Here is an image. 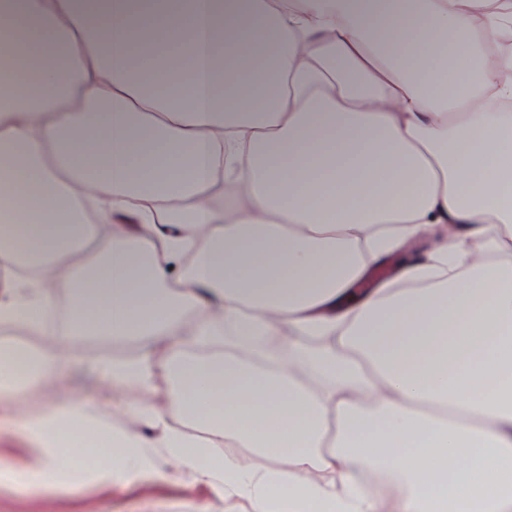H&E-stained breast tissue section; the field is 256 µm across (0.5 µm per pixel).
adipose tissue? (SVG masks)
<instances>
[{"label": "adipose tissue", "instance_id": "adipose-tissue-1", "mask_svg": "<svg viewBox=\"0 0 512 512\" xmlns=\"http://www.w3.org/2000/svg\"><path fill=\"white\" fill-rule=\"evenodd\" d=\"M476 2L0 0V322L43 342L25 375L0 341V395L98 335L144 345L96 361L104 394L146 398L40 409L7 478L164 462L247 512H512V113L480 106L512 56L468 38ZM288 334L323 344L284 362ZM144 404V400L133 390H129L122 400L111 401L105 408V415L112 417L113 420H121L128 413L136 411L138 407Z\"/></svg>", "mask_w": 512, "mask_h": 512}]
</instances>
